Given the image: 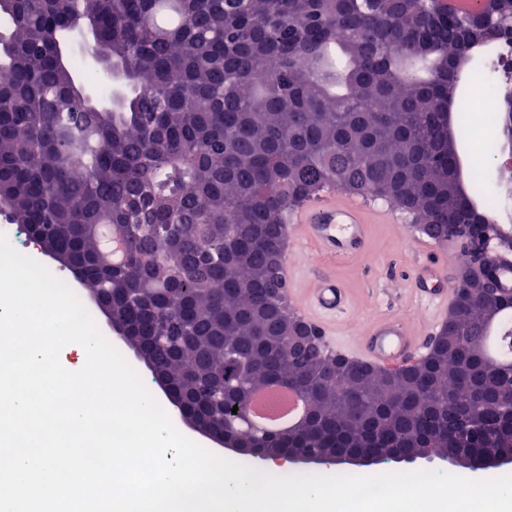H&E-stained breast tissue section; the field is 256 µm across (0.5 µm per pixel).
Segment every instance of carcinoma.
Returning <instances> with one entry per match:
<instances>
[{"instance_id": "cac0c4a2", "label": "carcinoma", "mask_w": 512, "mask_h": 512, "mask_svg": "<svg viewBox=\"0 0 512 512\" xmlns=\"http://www.w3.org/2000/svg\"><path fill=\"white\" fill-rule=\"evenodd\" d=\"M0 180L9 221L72 268L104 310L211 426L213 384L224 408L240 384L304 386L310 418L270 448L311 436L329 455L374 452L392 461L420 443L512 449L500 397L512 363L488 358L480 297L486 282L455 237L471 288L453 330L479 342L392 372L358 363L361 386L325 379L317 354L280 350L270 302L288 214L326 189L383 200L420 223L469 222L448 148L456 58L482 18L438 0H0ZM91 27L93 50L129 85L118 106L91 101L60 57V34ZM343 37L336 38V32ZM125 240L106 259L101 231ZM244 347L248 363L225 353ZM484 394L481 424L464 407Z\"/></svg>"}]
</instances>
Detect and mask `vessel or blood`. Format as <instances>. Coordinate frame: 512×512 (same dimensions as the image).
Returning <instances> with one entry per match:
<instances>
[{
  "mask_svg": "<svg viewBox=\"0 0 512 512\" xmlns=\"http://www.w3.org/2000/svg\"><path fill=\"white\" fill-rule=\"evenodd\" d=\"M391 212L365 204L358 194L342 192L314 197L288 217L296 242L314 247L325 263H347L365 257L372 225L386 223ZM424 255L412 271L411 292L431 314L429 329L416 333L410 322L398 315H381L365 325L359 338L341 344V351L380 370L404 368L420 361L431 332L437 329L454 296L448 281L447 263L440 244L423 241ZM307 288L290 289L289 294L304 316L320 332L335 334L340 321L351 311V293L335 274L308 269ZM489 285L512 291V256L503 255L487 269Z\"/></svg>",
  "mask_w": 512,
  "mask_h": 512,
  "instance_id": "b4317fda",
  "label": "vessel or blood"
}]
</instances>
